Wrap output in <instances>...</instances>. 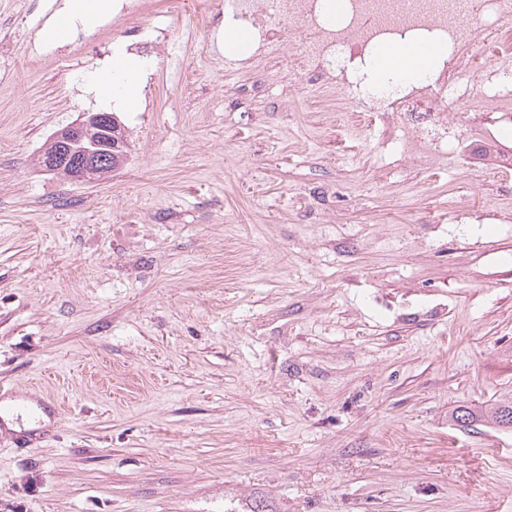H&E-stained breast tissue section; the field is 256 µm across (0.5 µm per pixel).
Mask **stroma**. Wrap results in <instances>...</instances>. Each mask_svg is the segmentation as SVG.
<instances>
[{"instance_id": "stroma-1", "label": "stroma", "mask_w": 512, "mask_h": 512, "mask_svg": "<svg viewBox=\"0 0 512 512\" xmlns=\"http://www.w3.org/2000/svg\"><path fill=\"white\" fill-rule=\"evenodd\" d=\"M54 0H0V512H512V177L377 167L332 100L246 109L206 0L171 10L129 150L37 158L153 12L32 54Z\"/></svg>"}]
</instances>
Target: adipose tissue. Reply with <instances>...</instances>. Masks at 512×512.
Wrapping results in <instances>:
<instances>
[{"instance_id": "adipose-tissue-1", "label": "adipose tissue", "mask_w": 512, "mask_h": 512, "mask_svg": "<svg viewBox=\"0 0 512 512\" xmlns=\"http://www.w3.org/2000/svg\"><path fill=\"white\" fill-rule=\"evenodd\" d=\"M114 0H60L37 37L50 45L75 41L80 34L92 31L112 16ZM435 54L434 48L409 44L403 47L385 46L379 51L377 69L383 76L393 74L407 79L420 76ZM148 70L142 59L117 50L108 65L88 77L96 100L105 107L121 105L132 111L139 106L140 86Z\"/></svg>"}]
</instances>
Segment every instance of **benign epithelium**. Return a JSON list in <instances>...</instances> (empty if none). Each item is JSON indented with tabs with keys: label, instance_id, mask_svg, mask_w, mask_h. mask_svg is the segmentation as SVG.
Masks as SVG:
<instances>
[{
	"label": "benign epithelium",
	"instance_id": "obj_1",
	"mask_svg": "<svg viewBox=\"0 0 512 512\" xmlns=\"http://www.w3.org/2000/svg\"><path fill=\"white\" fill-rule=\"evenodd\" d=\"M101 138V144L98 149L87 150V154L81 157L72 170L67 172V177L71 181H89L95 179L101 165L105 161L102 150L106 149L115 157H121L126 146L125 138L112 134L111 121L109 117L102 113L86 112L82 119L58 132L54 140L59 146L81 138Z\"/></svg>",
	"mask_w": 512,
	"mask_h": 512
}]
</instances>
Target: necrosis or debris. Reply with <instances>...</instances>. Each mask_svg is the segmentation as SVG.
<instances>
[{
	"label": "necrosis or debris",
	"instance_id": "1",
	"mask_svg": "<svg viewBox=\"0 0 512 512\" xmlns=\"http://www.w3.org/2000/svg\"><path fill=\"white\" fill-rule=\"evenodd\" d=\"M336 21L324 17L321 0H209L225 23L249 29L266 60L276 61L282 89L272 111L287 108L296 95L294 78L307 92L330 94L337 111L349 113L344 130L358 137L379 126L397 136L405 161L436 169L459 154L448 139V118L459 127L480 126L486 105L499 124H512V0H343ZM420 36L447 47L424 80L410 85L395 76L373 82V56L385 41L404 43ZM494 47L493 65L479 93L460 86L448 95V81L470 63L474 45Z\"/></svg>",
	"mask_w": 512,
	"mask_h": 512
}]
</instances>
